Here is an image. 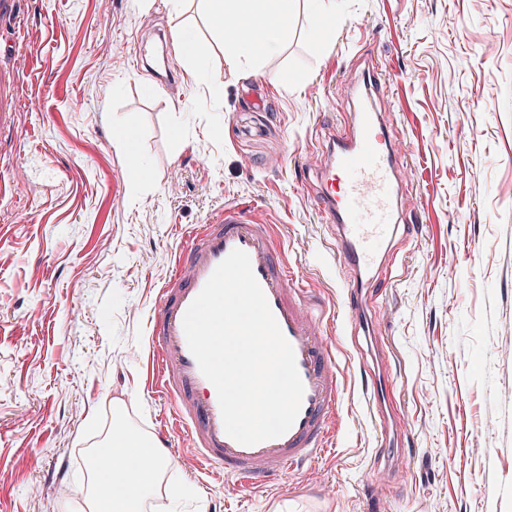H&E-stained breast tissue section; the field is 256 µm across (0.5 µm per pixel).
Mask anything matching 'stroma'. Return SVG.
<instances>
[{
  "label": "stroma",
  "instance_id": "obj_1",
  "mask_svg": "<svg viewBox=\"0 0 512 512\" xmlns=\"http://www.w3.org/2000/svg\"><path fill=\"white\" fill-rule=\"evenodd\" d=\"M288 28L278 55L232 70L198 0H21L0 17V42L24 39L34 63L0 131V175L19 183L0 199V512H84L117 404L129 430L169 438L151 512H375L378 477L385 512H512V0H291ZM140 39L170 66L138 61ZM367 52L412 208L387 315L355 336L301 179ZM128 124L134 153L115 146ZM237 203L335 308L343 381L331 447L250 493L189 464L147 326L184 234ZM368 369L390 379L403 441L362 405Z\"/></svg>",
  "mask_w": 512,
  "mask_h": 512
}]
</instances>
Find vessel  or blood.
I'll list each match as a JSON object with an SVG mask.
<instances>
[{
  "mask_svg": "<svg viewBox=\"0 0 512 512\" xmlns=\"http://www.w3.org/2000/svg\"><path fill=\"white\" fill-rule=\"evenodd\" d=\"M379 89L372 56H365L361 85L345 87L351 120L332 135L327 157L307 166L303 182L331 224L336 252L353 278L349 322L378 319V281L390 278L396 262L391 245L406 209L403 165L387 122L374 104ZM244 251L287 341L304 385L298 416L284 435L244 445L227 435L214 385L189 350L183 317L218 264L233 250ZM149 336L164 393L177 419L189 429L198 468L234 478L250 489L287 472L292 465L325 453L341 400L336 349L325 337L323 318L311 306L308 288L283 258L272 225L250 208L228 205L216 220L198 225L185 240L173 275L160 289L149 317Z\"/></svg>",
  "mask_w": 512,
  "mask_h": 512,
  "instance_id": "obj_1",
  "label": "vessel or blood"
}]
</instances>
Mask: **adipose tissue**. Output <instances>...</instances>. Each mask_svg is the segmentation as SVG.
Segmentation results:
<instances>
[{
  "label": "adipose tissue",
  "instance_id": "1",
  "mask_svg": "<svg viewBox=\"0 0 512 512\" xmlns=\"http://www.w3.org/2000/svg\"><path fill=\"white\" fill-rule=\"evenodd\" d=\"M210 24L224 36V61L237 68L240 61L278 52L288 40L285 14L288 0H200ZM263 22L269 38L258 40L251 21ZM113 439L125 450L121 468L114 473V488L94 480L91 512H141L142 502L167 466L164 456L151 448L147 438L135 435L121 423L112 427Z\"/></svg>",
  "mask_w": 512,
  "mask_h": 512
}]
</instances>
